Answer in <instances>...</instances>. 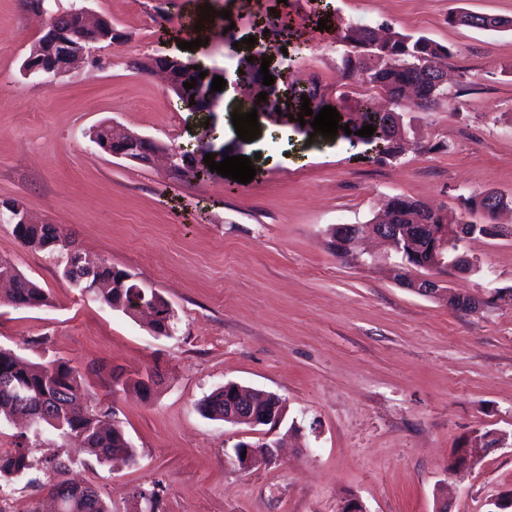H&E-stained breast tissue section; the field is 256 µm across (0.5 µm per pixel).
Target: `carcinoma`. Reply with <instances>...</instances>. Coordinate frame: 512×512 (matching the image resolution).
Here are the masks:
<instances>
[{
    "instance_id": "cac0c4a2",
    "label": "carcinoma",
    "mask_w": 512,
    "mask_h": 512,
    "mask_svg": "<svg viewBox=\"0 0 512 512\" xmlns=\"http://www.w3.org/2000/svg\"><path fill=\"white\" fill-rule=\"evenodd\" d=\"M450 22L481 30H496L512 27V20H505L486 14L463 12L450 18ZM339 42L356 49L345 52L344 68L348 79L354 83L380 89L401 105L406 88L413 86L419 102L415 107L427 110L446 97L445 89L434 83L433 69L443 58L454 55L451 47L439 44L423 35L394 32L380 41L374 30L368 26L349 25L338 32ZM180 65L181 82L196 79L193 88L179 86L175 96L181 108L193 112L189 105L191 96L197 94L200 86L199 71L193 69L195 62L176 58ZM297 96H305L319 108L323 105L325 92L317 83L302 85L294 89ZM355 108L367 125L391 124L392 135L406 132L403 113L382 118L373 114V109L365 99L354 100ZM422 202L406 195L393 196L384 201L380 212L383 218L399 224L405 230L416 221ZM21 241L33 250H47L51 243H65L64 235L54 224H30L14 228ZM401 258L408 271L419 269L428 262L427 243L407 241L399 237ZM12 276L14 287L0 302L16 308H40L50 304L43 288L7 262L0 267V274ZM132 381L121 374L113 375L112 391H123ZM143 393L150 395L154 384L151 372L133 381ZM201 413L212 420H224V390L217 389L199 404ZM28 416L39 432H48L47 447L51 448L58 439L76 437L81 439L89 453L100 462H110L121 457H133L132 449L122 430L110 422L111 409H92L85 404L82 393L81 375L68 364L57 361L48 364L26 363L14 352L0 348V421H8L17 414ZM42 466L53 469L58 478L46 486L48 494L57 501V512H110L107 502L90 487L80 492L63 489L68 480L62 475L68 464L60 456L48 453L36 457L26 448L0 454V479L20 476Z\"/></svg>"
}]
</instances>
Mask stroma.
I'll use <instances>...</instances> for the list:
<instances>
[{
  "label": "stroma",
  "instance_id": "obj_1",
  "mask_svg": "<svg viewBox=\"0 0 512 512\" xmlns=\"http://www.w3.org/2000/svg\"><path fill=\"white\" fill-rule=\"evenodd\" d=\"M86 4L111 20L120 43L97 44L99 67L46 87L21 66L45 23L20 0H0V200L58 225L87 257L107 261L170 304L172 336L70 288L57 255L21 245L0 224V259L44 288L50 304L0 303V347L28 362L58 360L83 376L91 407H114L133 460L98 462L70 441L71 480L94 487L111 512H339L358 497L368 512H491L512 491V447L473 468L450 467L477 431L512 432V301L459 312L402 288L389 265L334 256L325 230L366 224L384 199L408 195L464 220L472 194L512 197V29L450 23L458 11L512 20V0H50ZM215 19H201L204 6ZM290 15L301 38L271 28ZM424 35L452 47L447 96L405 116L417 141L396 159L371 158L343 135H314L284 95L278 116L258 111L260 134L239 139L224 104L180 108L163 80L135 70L156 56L195 60L208 76L232 75L265 50L275 85L316 81L347 118L352 100L383 93L341 76L345 24ZM239 41L225 53V37ZM255 44H246V37ZM203 46L183 50V43ZM349 98L339 101L341 91ZM111 121L166 146L203 141L217 159L244 155L242 184L212 172L188 182L112 157L89 132ZM475 273L448 272L453 291L485 298L512 289V236L465 239ZM153 371L150 397L116 394L112 376ZM278 395L281 425L257 427L254 444L278 458L241 469L240 427L203 416L199 402L227 383ZM48 469L0 495V512H53ZM162 483L156 499L142 491Z\"/></svg>",
  "mask_w": 512,
  "mask_h": 512
}]
</instances>
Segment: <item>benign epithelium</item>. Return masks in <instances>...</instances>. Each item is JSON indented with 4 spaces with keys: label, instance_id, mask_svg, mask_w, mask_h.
I'll return each mask as SVG.
<instances>
[{
    "label": "benign epithelium",
    "instance_id": "benign-epithelium-1",
    "mask_svg": "<svg viewBox=\"0 0 512 512\" xmlns=\"http://www.w3.org/2000/svg\"><path fill=\"white\" fill-rule=\"evenodd\" d=\"M109 41L113 44L119 41V34L112 27V22L94 16L88 7L81 5L64 13H53L45 24L42 35L33 44L31 53L22 64L23 75H35L41 78L43 85L49 87L63 73L74 69V66L93 58V45ZM140 71H161L167 78L168 88L179 87L180 77L169 56H157L148 62L134 64ZM247 67L238 65L234 71V78L226 79L237 95L241 96L252 90L267 93V104H278L283 91L276 86H265L260 78H255L252 84L241 86L242 74L239 70ZM110 136L102 134L103 127L97 125L90 132L91 141L108 154L143 165H151L155 158L162 156L166 159L169 174L177 171L179 156L169 147H165L156 140L131 132L123 126L111 122ZM11 211L12 224H32L34 220L21 206L0 203V213L3 209ZM434 209L423 206L419 211L417 223L412 225L415 237L428 242L429 254L432 261L427 263L422 271L402 279L403 287L419 295L430 298H443L451 307L465 311L476 312L483 307V302L476 298L458 295L445 287L442 275L448 270L456 272L467 271V266L460 262H447L445 255L453 243L468 237L467 225L432 224L427 218ZM342 234L331 242L332 251L339 257L356 258L360 263L367 264V260L359 252L361 241L369 236L383 240L393 252H400L398 238L402 228L389 221L374 223L370 230L364 232L359 224L342 225ZM103 266L101 262L87 261L85 264L67 266L68 281L72 287L78 289L91 280L97 268ZM161 299L157 298L151 304H146L139 298L126 299L120 296L112 300V308L122 310L134 319H139L144 313L153 315L151 330L157 336H168L172 333L171 320H159L155 315V308ZM285 406L283 401L272 393L259 394L253 390L243 388L237 384L224 385V422L234 426H244L253 429L258 426L276 427L283 421ZM487 452L485 448H473L469 445L455 453L453 464L457 466H473L477 464ZM235 455L241 468L248 469L255 462L254 445L249 442H239L235 445Z\"/></svg>",
    "mask_w": 512,
    "mask_h": 512
}]
</instances>
